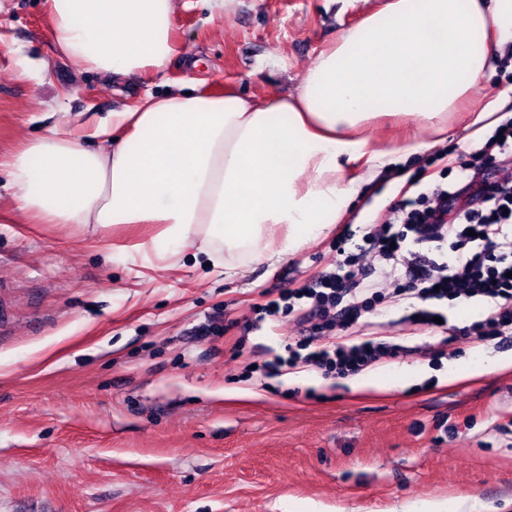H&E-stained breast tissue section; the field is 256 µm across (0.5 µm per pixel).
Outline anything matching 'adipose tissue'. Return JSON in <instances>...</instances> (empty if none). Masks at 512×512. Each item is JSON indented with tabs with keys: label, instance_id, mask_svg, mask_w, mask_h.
Here are the masks:
<instances>
[{
	"label": "adipose tissue",
	"instance_id": "1",
	"mask_svg": "<svg viewBox=\"0 0 512 512\" xmlns=\"http://www.w3.org/2000/svg\"><path fill=\"white\" fill-rule=\"evenodd\" d=\"M57 50L103 75L162 69L177 52L175 0H45ZM512 51V0H388L369 10L293 95H211L188 85L112 115L107 145L61 123L8 159L20 219L103 231L155 224L132 246L146 268L182 264L183 244L226 271L295 253L348 220L365 188L399 158L474 137L512 105L473 100ZM419 114L429 138L388 135L382 118Z\"/></svg>",
	"mask_w": 512,
	"mask_h": 512
}]
</instances>
